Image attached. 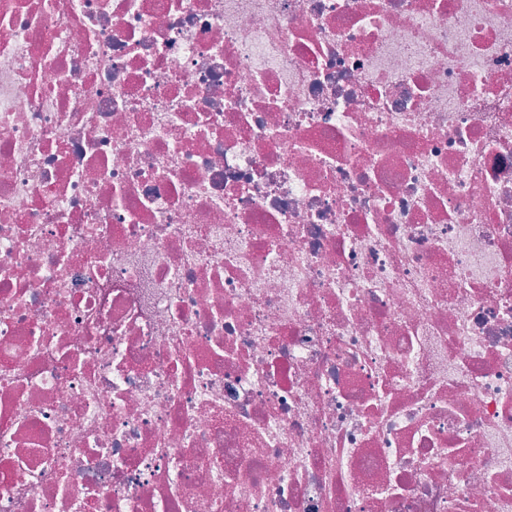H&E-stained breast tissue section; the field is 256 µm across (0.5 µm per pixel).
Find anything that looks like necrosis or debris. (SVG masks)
Segmentation results:
<instances>
[{
  "label": "necrosis or debris",
  "instance_id": "4bbe7bcc",
  "mask_svg": "<svg viewBox=\"0 0 512 512\" xmlns=\"http://www.w3.org/2000/svg\"><path fill=\"white\" fill-rule=\"evenodd\" d=\"M0 512H512V0H0Z\"/></svg>",
  "mask_w": 512,
  "mask_h": 512
}]
</instances>
